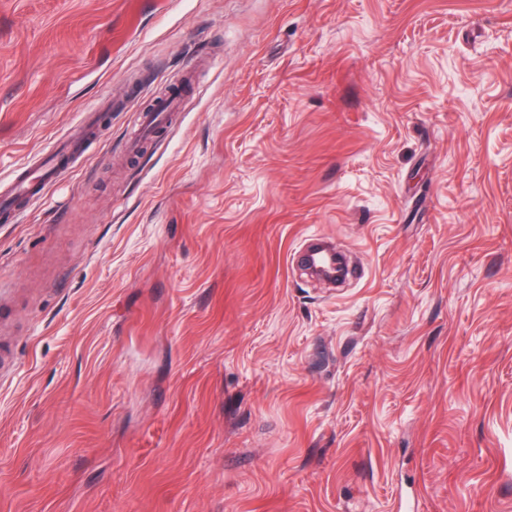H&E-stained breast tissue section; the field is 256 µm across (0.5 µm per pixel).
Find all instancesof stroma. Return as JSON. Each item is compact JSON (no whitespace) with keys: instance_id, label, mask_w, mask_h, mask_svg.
Returning a JSON list of instances; mask_svg holds the SVG:
<instances>
[{"instance_id":"stroma-1","label":"stroma","mask_w":512,"mask_h":512,"mask_svg":"<svg viewBox=\"0 0 512 512\" xmlns=\"http://www.w3.org/2000/svg\"><path fill=\"white\" fill-rule=\"evenodd\" d=\"M105 99L0 218V512H512V0H0V178ZM182 104L181 93L175 91L156 111L142 113L139 119L142 137L150 136L160 123L169 118L170 112L179 111ZM321 254H325L329 258L333 270H329L325 266L318 263L317 257ZM306 263L307 269H309L311 273L315 274L317 277L327 282H336V279L340 276V273L342 271V266L340 264L339 257L336 254H332L330 252H325L322 250H315L308 257Z\"/></svg>"}]
</instances>
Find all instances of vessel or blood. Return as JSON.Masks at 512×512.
<instances>
[{
    "label": "vessel or blood",
    "mask_w": 512,
    "mask_h": 512,
    "mask_svg": "<svg viewBox=\"0 0 512 512\" xmlns=\"http://www.w3.org/2000/svg\"><path fill=\"white\" fill-rule=\"evenodd\" d=\"M182 104L180 93L175 92L156 111L142 113L139 119L142 136H150ZM81 155L80 137L70 135L35 153L8 178L0 180V211L13 212L16 201L44 195L65 172L77 166Z\"/></svg>",
    "instance_id": "b4317fda"
}]
</instances>
